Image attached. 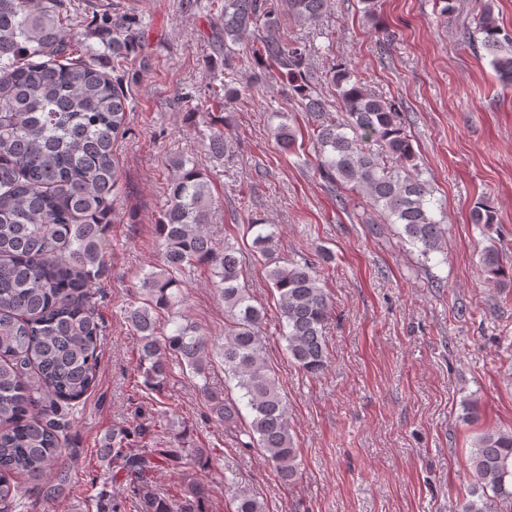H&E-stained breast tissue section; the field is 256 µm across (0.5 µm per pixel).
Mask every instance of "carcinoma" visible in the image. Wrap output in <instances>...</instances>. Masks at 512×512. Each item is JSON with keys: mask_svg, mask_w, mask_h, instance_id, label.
I'll use <instances>...</instances> for the list:
<instances>
[{"mask_svg": "<svg viewBox=\"0 0 512 512\" xmlns=\"http://www.w3.org/2000/svg\"><path fill=\"white\" fill-rule=\"evenodd\" d=\"M327 0H210L224 17V60L246 35L252 54L288 81L301 104L313 139L319 173L333 185L357 193L384 217L402 225L405 241L428 262L444 250L446 228L434 217L432 190L415 163L416 153L402 126L400 105L371 93L349 67L333 72L341 113L314 95L307 77L310 48L281 30L288 16L314 25ZM91 32L108 36L104 54L113 68L138 47L140 21L107 9L85 18ZM460 36L479 42L492 56L499 77L512 83V30L500 24L492 4L463 26ZM67 0H0V504L24 495L21 476L43 480L48 498L67 480L65 425L55 415L65 407L75 416L96 381L102 326L90 291L107 265L105 227L122 180L114 144L127 133L128 98L120 75L108 74L97 60L78 55ZM241 94L233 80L210 91L212 106ZM275 129L281 147L291 150L296 130L285 122ZM375 143L374 152L369 145ZM208 150L226 153L224 130L211 127ZM171 168L169 204L156 234L162 265L139 279L126 318L139 337L141 388L162 394L172 365L197 380L209 416L245 448L259 449L280 481L292 484L299 470L288 406L264 358L265 308L253 304L246 257L238 242L215 241L212 195L200 168L176 159ZM481 229L498 223L483 201L472 209ZM252 259L262 265L276 297L279 326L292 362L308 374L327 363L323 329L330 298L318 266L276 253L278 225L255 221ZM482 264L495 285L512 282L495 246ZM207 267L228 317L224 345V388L210 384L212 348L197 327L177 320L174 308L182 283L177 274ZM239 391V397L229 395ZM248 410L243 417L242 409ZM149 426L112 431L102 455L112 460L131 492L133 512H204L209 487L197 478L210 468L213 449L193 439L183 422L168 448H136ZM248 440H241V436ZM164 465L179 471L178 498L161 493L154 473ZM476 484L458 512H512V428L478 434L470 451ZM231 512H266L263 501L235 494Z\"/></svg>", "mask_w": 512, "mask_h": 512, "instance_id": "1", "label": "carcinoma"}]
</instances>
